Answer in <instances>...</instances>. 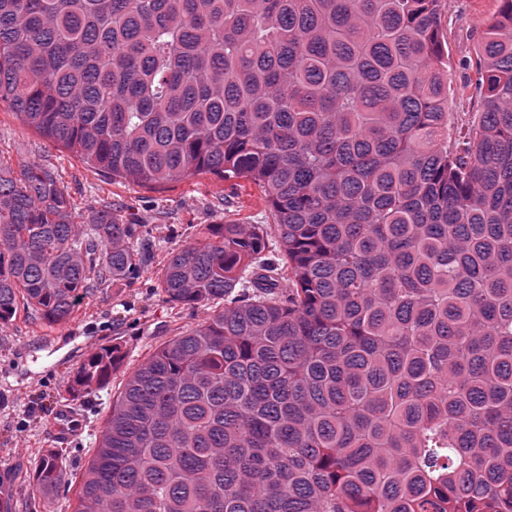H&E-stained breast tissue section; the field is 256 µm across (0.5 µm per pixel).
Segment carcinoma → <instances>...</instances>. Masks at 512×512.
I'll list each match as a JSON object with an SVG mask.
<instances>
[{
    "label": "carcinoma",
    "mask_w": 512,
    "mask_h": 512,
    "mask_svg": "<svg viewBox=\"0 0 512 512\" xmlns=\"http://www.w3.org/2000/svg\"><path fill=\"white\" fill-rule=\"evenodd\" d=\"M448 0H0V103L141 185H258L271 224L169 253L224 306L127 377L74 512H512V0L448 145ZM0 164V324L127 285L152 228ZM91 354L89 400L123 362ZM49 450L47 498L67 473Z\"/></svg>",
    "instance_id": "cac0c4a2"
}]
</instances>
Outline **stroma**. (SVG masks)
I'll use <instances>...</instances> for the list:
<instances>
[{
    "mask_svg": "<svg viewBox=\"0 0 512 512\" xmlns=\"http://www.w3.org/2000/svg\"><path fill=\"white\" fill-rule=\"evenodd\" d=\"M498 6L499 0H448L441 17L448 50L449 135L479 115L476 47ZM0 163L52 168L80 212L109 206L136 214L153 228V258L133 283L91 292L62 325H48L23 306L10 323L0 325V473L11 481L15 512H73L82 473L129 373L170 337L207 315L202 308L162 302L155 284L167 253L197 239L207 224H269L273 218L261 190L243 180L223 181L203 173L152 188L111 178L25 127L3 102ZM111 344L120 345L125 358L107 388L91 402L71 404L78 432L61 451L69 484L50 498L35 499L34 472L53 446L54 399L80 362Z\"/></svg>",
    "mask_w": 512,
    "mask_h": 512,
    "instance_id": "35a3bbf8",
    "label": "stroma"
}]
</instances>
